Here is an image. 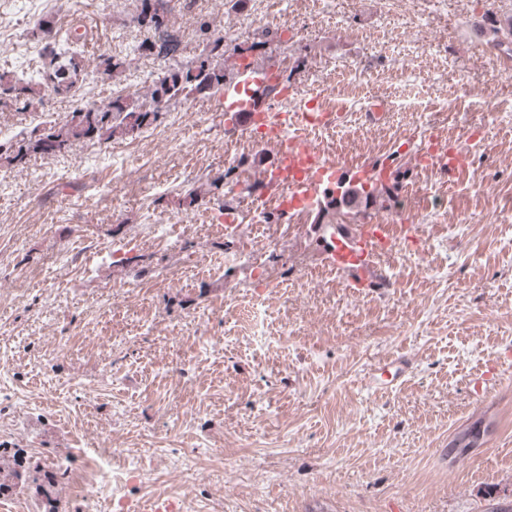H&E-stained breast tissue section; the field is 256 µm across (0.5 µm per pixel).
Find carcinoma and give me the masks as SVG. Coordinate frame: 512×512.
<instances>
[{"label": "carcinoma", "mask_w": 512, "mask_h": 512, "mask_svg": "<svg viewBox=\"0 0 512 512\" xmlns=\"http://www.w3.org/2000/svg\"><path fill=\"white\" fill-rule=\"evenodd\" d=\"M141 7L136 22L156 36L141 43L139 49L149 54H169L176 45V37L169 31L168 15L172 11L171 0H140ZM201 54L186 62H177L157 75L144 94L132 92L112 98V108L101 110L85 105H76L61 121L45 127L36 126L22 131L6 142L0 141V167H16L36 155L62 153L76 143L95 141L107 143L116 138L132 137L152 125L159 115L181 101L193 97L214 96L224 90L233 78V72L224 67V56L232 51L237 56L265 45L262 40H253L246 47L229 46L222 36H209L202 30ZM44 53L49 62L43 70L41 80L20 79L9 71L0 72V111L15 109L25 112L43 110L46 96L50 93L69 94L83 77V68L78 60V51L73 44L80 37L73 35L61 40L51 30H43ZM396 185L380 184L371 191L363 187L344 190L341 197L331 199L328 207L342 215H351L360 207L369 208L377 200L392 198ZM492 423L478 419L465 427L449 448V453L463 457L476 448L478 441L489 433ZM488 501L485 512H512V501L507 503L499 497V491L491 488L484 494Z\"/></svg>", "instance_id": "carcinoma-1"}]
</instances>
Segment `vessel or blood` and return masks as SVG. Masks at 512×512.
<instances>
[{
	"label": "vessel or blood",
	"mask_w": 512,
	"mask_h": 512,
	"mask_svg": "<svg viewBox=\"0 0 512 512\" xmlns=\"http://www.w3.org/2000/svg\"><path fill=\"white\" fill-rule=\"evenodd\" d=\"M273 72L268 68H239L237 78L224 90V109L239 114L247 133L255 134L257 146L271 150L272 158L260 173L266 199L274 204L285 203L298 210L319 195L322 188L334 187L342 163L322 158L317 145L301 134L304 126H321L332 120H344V113H331L306 107L300 112L281 113L272 119L259 106ZM436 159L439 173L456 178L468 172V162L457 148L420 152L416 164ZM320 255L324 268L341 278L344 288L360 293L364 288H384L388 282L378 262L393 253L400 240L414 236L413 224H327L320 228ZM413 360L408 356L386 359L380 367L382 385H393L410 373Z\"/></svg>",
	"instance_id": "obj_1"
}]
</instances>
